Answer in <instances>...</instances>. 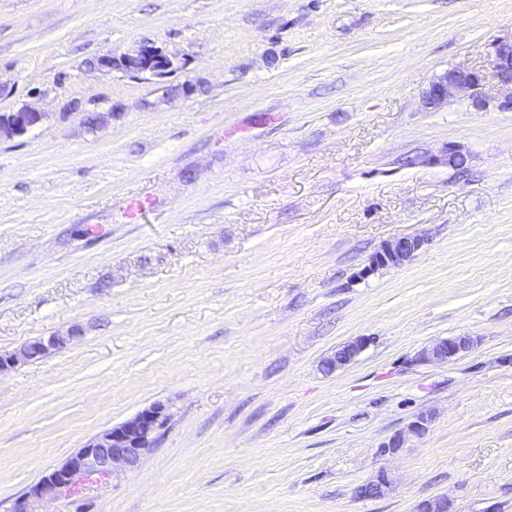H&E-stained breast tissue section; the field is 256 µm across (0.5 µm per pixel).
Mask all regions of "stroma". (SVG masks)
I'll list each match as a JSON object with an SVG mask.
<instances>
[{"label": "stroma", "mask_w": 512, "mask_h": 512, "mask_svg": "<svg viewBox=\"0 0 512 512\" xmlns=\"http://www.w3.org/2000/svg\"><path fill=\"white\" fill-rule=\"evenodd\" d=\"M510 37L512 0H0V114H45L0 141V353L81 329L0 374V512L155 402L89 512H512V112L424 103ZM146 41L186 68L99 66ZM382 465L395 490L357 498ZM424 244L422 236H402L387 242L372 258L370 267H399L410 261ZM365 347V339L363 337L356 338L343 347L336 350V353L333 358L328 362V367L332 368H341L350 361H352ZM474 341L470 336H452L436 340L429 347L419 353V359L423 362H442L458 356L462 352L470 350ZM430 421L431 419L428 416L423 414L418 415L415 420L411 421L407 425L405 430L395 434L390 438L387 444H383L380 447V455L393 454L399 448H402L405 443L406 436H412L415 438L424 436L429 430Z\"/></svg>", "instance_id": "obj_1"}]
</instances>
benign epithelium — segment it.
I'll list each match as a JSON object with an SVG mask.
<instances>
[{"label":"benign epithelium","mask_w":512,"mask_h":512,"mask_svg":"<svg viewBox=\"0 0 512 512\" xmlns=\"http://www.w3.org/2000/svg\"><path fill=\"white\" fill-rule=\"evenodd\" d=\"M493 73L497 94L503 105L512 108V42L491 43ZM102 67L116 69L132 78L149 76L166 78L186 65V59L145 42L131 53L109 54L99 59ZM486 75L476 69L457 68L438 76L425 95L426 104L437 107L458 96L468 97L474 106L482 109L485 96ZM45 113L23 106L0 115V140H11L38 126ZM424 244L418 235L402 236L387 242L372 258L373 268L399 267L410 261ZM71 340L69 336L52 334L27 343L20 350L0 355V374L21 362L45 356ZM474 341L469 336H452L435 341L419 353L423 362H442L470 350ZM365 347V339L356 338L336 350L328 362L329 368H341L352 361ZM168 422L166 407L154 403L124 422L94 436L62 464L47 470L39 480L12 502L8 512H36L35 503L70 497L80 483L111 478L119 470L137 466L143 453L152 448ZM430 418L419 415L405 430L395 434L380 447V454H393L403 447L406 437L420 438L429 430Z\"/></svg>","instance_id":"1"}]
</instances>
